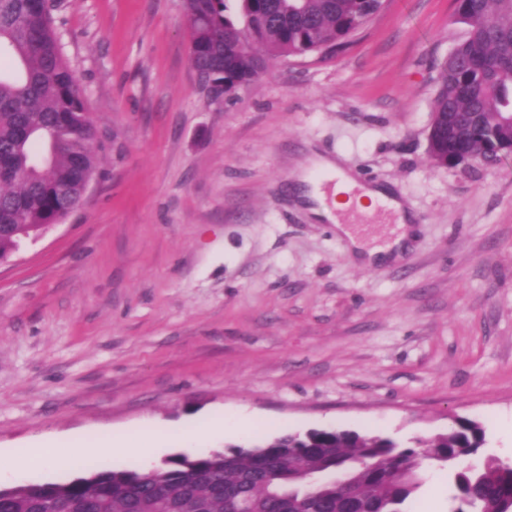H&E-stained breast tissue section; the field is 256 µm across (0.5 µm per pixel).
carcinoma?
Segmentation results:
<instances>
[{"mask_svg": "<svg viewBox=\"0 0 512 512\" xmlns=\"http://www.w3.org/2000/svg\"><path fill=\"white\" fill-rule=\"evenodd\" d=\"M182 0L199 84L249 83L260 64L345 45L383 0ZM468 26L440 66L430 139L439 156L490 149L512 101V0H465ZM0 257L79 204L102 146L40 0H0ZM484 427L458 419L409 446L371 432L312 430L166 458L148 470L97 462L69 482L0 489V512H412L425 463L454 472L450 512H512V461L483 457Z\"/></svg>", "mask_w": 512, "mask_h": 512, "instance_id": "cac0c4a2", "label": "carcinoma"}]
</instances>
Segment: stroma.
I'll list each match as a JSON object with an SVG mask.
<instances>
[{
  "label": "stroma",
  "instance_id": "35a3bbf8",
  "mask_svg": "<svg viewBox=\"0 0 512 512\" xmlns=\"http://www.w3.org/2000/svg\"><path fill=\"white\" fill-rule=\"evenodd\" d=\"M104 146L63 223L0 266V448L215 412L239 444L349 428L396 442L480 421L512 459V159L436 165L431 102L454 0H386L343 48L212 98L182 0H51ZM337 158L414 216L367 265L293 186ZM426 468L414 512H450ZM254 420L247 414L237 413L229 417L223 414L216 415L207 428V433L215 438H221L226 435H242L250 432L254 428Z\"/></svg>",
  "mask_w": 512,
  "mask_h": 512
}]
</instances>
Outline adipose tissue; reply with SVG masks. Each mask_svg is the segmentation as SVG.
I'll return each mask as SVG.
<instances>
[{
	"label": "adipose tissue",
	"instance_id": "adipose-tissue-1",
	"mask_svg": "<svg viewBox=\"0 0 512 512\" xmlns=\"http://www.w3.org/2000/svg\"><path fill=\"white\" fill-rule=\"evenodd\" d=\"M313 167L324 172L332 187L314 182L310 186L295 189L298 199L312 202V212L319 218L335 224L336 232L344 238L351 251L363 262L374 263L392 258L404 251L413 239V216L402 203L377 186L357 184L338 162L327 158L312 159ZM385 208L396 219L397 225L387 236L367 237L363 228L347 223L351 212L374 214L377 208ZM177 429L135 427L123 433L107 435H80L72 437L65 446L74 453L93 456L108 452L116 457H134L144 467H152L154 459L151 449L162 438L177 436ZM58 440L41 438L30 442L24 454L8 450L0 452V477L19 475L30 470L61 463Z\"/></svg>",
	"mask_w": 512,
	"mask_h": 512
}]
</instances>
